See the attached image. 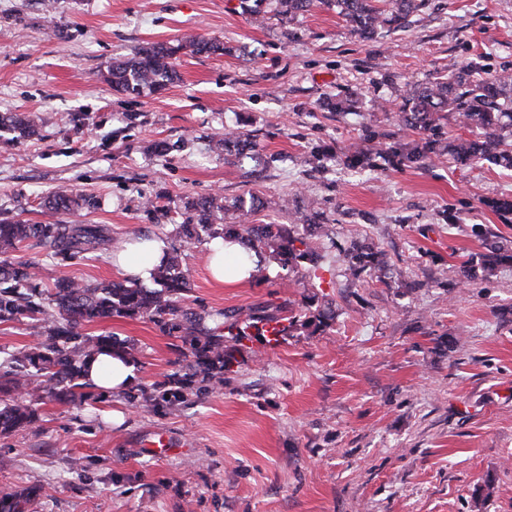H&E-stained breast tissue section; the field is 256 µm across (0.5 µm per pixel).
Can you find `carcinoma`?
I'll return each mask as SVG.
<instances>
[{"label": "carcinoma", "mask_w": 512, "mask_h": 512, "mask_svg": "<svg viewBox=\"0 0 512 512\" xmlns=\"http://www.w3.org/2000/svg\"><path fill=\"white\" fill-rule=\"evenodd\" d=\"M319 2L334 5L352 31L363 39L381 29L406 26L409 18L428 0H277L284 17L306 12ZM224 55L218 41L187 37L176 42L153 43L141 47L135 56L112 63L106 81L112 89L140 95L157 92L178 79L172 59L178 54ZM454 113L469 130L470 137L448 141L444 120ZM402 126L416 130L422 139L404 142L390 139L371 127H364L361 143L345 157L348 168L367 174L377 167L376 159L424 166L432 156L449 154L462 165L488 162L512 170V74H491L478 65L451 68L448 76L407 90L398 107ZM29 139L38 133L34 118L22 113H1L0 130ZM213 151L224 159L243 162L253 158L247 134L229 131L213 141ZM90 203L69 189H59L45 200L51 212L67 211ZM191 212L186 224L175 228V236L185 246L215 239H239L258 253L271 250L285 270L305 262L313 271L321 267L322 255L316 243L300 237L288 224H219L217 213L227 210L223 198L204 196L185 203ZM106 229L98 224L30 223L0 224V324L29 320L39 328L38 341L13 351L0 349V436L24 430L39 419V406L56 401L76 407L103 401L90 384L83 381L87 363L104 352L132 355L134 343L110 333L91 334L84 327L112 317L141 318L160 332L178 340L176 348L188 359L185 371H175L156 385L158 395L131 391L127 401L133 406L156 408L173 401L190 403L224 385L235 354L253 328L265 335L273 327L274 343L288 335L297 320L286 316L288 305L274 308L224 312V326H209L206 316L185 305L189 282L181 267L178 250L165 255L154 268L155 288L142 287L134 280L78 282L62 269L109 244ZM41 248L56 261L61 272L52 285L43 284L38 263L20 260L21 248ZM487 253L476 265L461 268L462 283L471 285L478 277L494 274L496 267L512 262V254L498 243L485 241ZM346 259L351 273L381 271L389 265L381 250L353 244ZM43 493L37 486L0 491V512H30L32 502Z\"/></svg>", "instance_id": "carcinoma-1"}]
</instances>
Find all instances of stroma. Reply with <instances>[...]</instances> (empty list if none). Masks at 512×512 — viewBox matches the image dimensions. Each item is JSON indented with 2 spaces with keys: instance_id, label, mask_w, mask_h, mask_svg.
<instances>
[{
  "instance_id": "35a3bbf8",
  "label": "stroma",
  "mask_w": 512,
  "mask_h": 512,
  "mask_svg": "<svg viewBox=\"0 0 512 512\" xmlns=\"http://www.w3.org/2000/svg\"><path fill=\"white\" fill-rule=\"evenodd\" d=\"M187 36L228 52L180 57L179 81L157 93L106 81L113 61ZM470 63L512 73V0H428L408 28L370 40L322 5L258 22L241 0H0V113L39 125L31 139L0 134V221L111 228L109 249L66 269L107 282L113 251L170 239L189 198L223 196L230 222L236 200L260 198L251 224L297 223L311 202L324 222L301 232L323 247L319 278L269 257L250 283L219 285L203 243L181 248L182 268L213 315L285 300L299 315L313 293L331 305L325 329L244 340L223 389L194 403L43 405L37 424L0 437V490L42 486L33 512H512V264L461 283L484 239L512 248V214L488 206L512 200V171L447 155L364 176L343 164L361 123L412 140L397 117L406 90ZM348 91L360 115L327 108ZM228 126L270 159L260 178L212 151ZM319 144L334 155L318 166ZM60 188L90 207L47 213ZM355 241L385 250L389 268L351 278ZM90 330L135 342L147 393L181 367L147 320Z\"/></svg>"
}]
</instances>
